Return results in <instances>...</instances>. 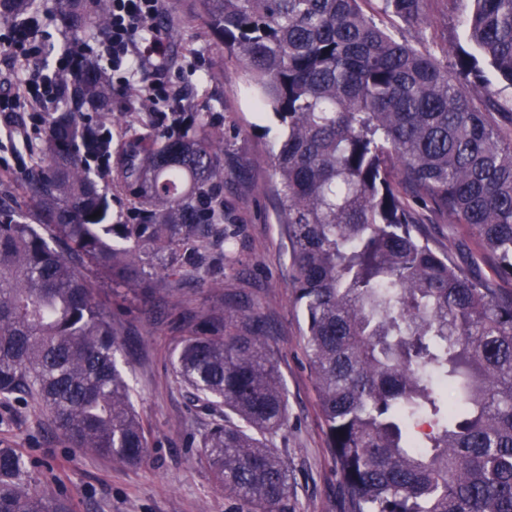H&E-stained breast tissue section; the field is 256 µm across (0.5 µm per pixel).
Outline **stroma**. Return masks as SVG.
I'll list each match as a JSON object with an SVG mask.
<instances>
[{
    "label": "stroma",
    "mask_w": 512,
    "mask_h": 512,
    "mask_svg": "<svg viewBox=\"0 0 512 512\" xmlns=\"http://www.w3.org/2000/svg\"><path fill=\"white\" fill-rule=\"evenodd\" d=\"M193 7L194 0H164L160 26L169 49L150 73L170 76L202 63L175 90L189 111L211 113L224 130V200L241 225L234 260L215 272L220 287L192 284L172 296L157 276L148 300L94 266L86 268L117 332L115 358L134 408L150 429L140 463L113 464L71 447L54 430L49 412L28 398L0 404V439L37 461L38 489L64 501L67 512H246V505L225 498L200 460L198 443L216 416L176 382L173 360L183 335L211 310L227 302L250 305L267 321L270 357L288 394V423L273 446L290 468L303 512H342L336 459L306 355L304 311L289 280L290 246L273 191L280 126L214 37L187 24ZM472 9L471 0H426L423 22L398 36L443 54L461 41Z\"/></svg>",
    "instance_id": "stroma-1"
}]
</instances>
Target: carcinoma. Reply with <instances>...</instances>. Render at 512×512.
I'll return each mask as SVG.
<instances>
[{
	"label": "carcinoma",
	"instance_id": "carcinoma-1",
	"mask_svg": "<svg viewBox=\"0 0 512 512\" xmlns=\"http://www.w3.org/2000/svg\"><path fill=\"white\" fill-rule=\"evenodd\" d=\"M33 2L0 0V20L36 30ZM196 2L283 126L275 192L343 512H512V133L498 121L512 107L481 67L512 84V0H474L454 78L391 32L417 24L424 0ZM50 12L74 38H110L109 0H52ZM59 84L20 181L29 210L0 206V403L35 399L71 447L134 464L149 432L82 268L148 297L150 270L183 288L230 260L224 129L206 112H154L113 149L103 120L125 113L97 61ZM106 183L133 200L131 223H107ZM411 199L476 248L463 259L436 246ZM176 376L223 417L201 461L224 496L300 512L273 450L288 396L259 313L204 320ZM0 512H66L2 440Z\"/></svg>",
	"mask_w": 512,
	"mask_h": 512
}]
</instances>
